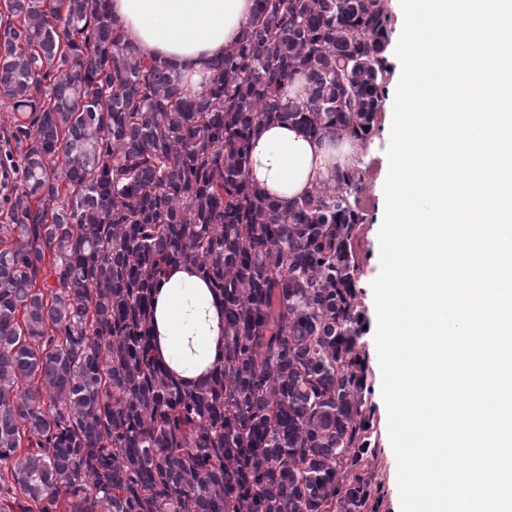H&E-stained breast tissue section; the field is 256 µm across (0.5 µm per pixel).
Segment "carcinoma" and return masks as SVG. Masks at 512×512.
Segmentation results:
<instances>
[{"mask_svg": "<svg viewBox=\"0 0 512 512\" xmlns=\"http://www.w3.org/2000/svg\"><path fill=\"white\" fill-rule=\"evenodd\" d=\"M107 2L0 0V512H361L365 171L283 209L247 169L269 122L367 145L387 0H256L198 91ZM179 263L224 299L193 387L150 354Z\"/></svg>", "mask_w": 512, "mask_h": 512, "instance_id": "carcinoma-1", "label": "carcinoma"}]
</instances>
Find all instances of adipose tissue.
I'll return each instance as SVG.
<instances>
[{"label":"adipose tissue","mask_w":512,"mask_h":512,"mask_svg":"<svg viewBox=\"0 0 512 512\" xmlns=\"http://www.w3.org/2000/svg\"><path fill=\"white\" fill-rule=\"evenodd\" d=\"M111 17L141 55L199 89L210 65L237 43L255 0H110ZM362 154L345 134L314 138L300 126L270 123L249 145L248 179L281 207L356 167ZM151 351L176 380L195 386L224 358V302L190 263L167 267L152 301Z\"/></svg>","instance_id":"ef3b65f1"}]
</instances>
